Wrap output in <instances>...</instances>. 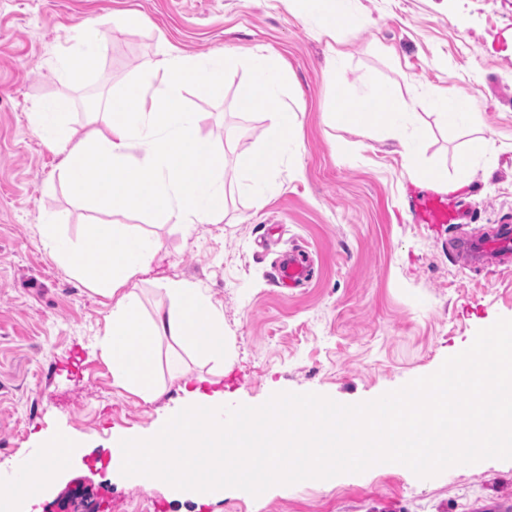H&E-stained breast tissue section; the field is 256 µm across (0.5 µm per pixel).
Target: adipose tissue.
<instances>
[{"label": "adipose tissue", "instance_id": "obj_1", "mask_svg": "<svg viewBox=\"0 0 512 512\" xmlns=\"http://www.w3.org/2000/svg\"><path fill=\"white\" fill-rule=\"evenodd\" d=\"M104 48L99 22H88L75 30L70 51L58 65L79 73L96 69ZM228 63V58L221 55L163 54L143 72L134 93L125 100L106 103L104 128L80 132L72 127L66 105L53 102L32 112L34 130L43 143L61 154V175L87 198H99V185L106 179L111 184L113 208L129 209L149 200L156 204L159 217L166 223H222V162H215L209 172L194 177H185L180 171L182 163L202 149L196 138L201 116L196 112H172L166 105L187 81L218 80ZM250 66L255 93L270 110L273 144L259 157L269 168L294 142L295 113L281 103L285 81L282 70L261 53L253 55ZM362 118L382 130L386 138L397 141L406 162L414 161L417 144L409 133L414 114L398 94L387 97L383 111L366 112ZM67 221L63 212L48 217L44 242L59 264L113 299L111 330L104 347L112 359V375L119 383L143 399L152 397L156 384L152 343L162 336L192 344L204 358L223 362L224 320L193 284L166 281L170 308L141 319L139 297L127 284L159 258L162 245L158 239L113 224L94 232L86 245L78 248L57 232ZM85 451L83 444L73 440L52 441L46 455L28 465L20 479L0 485V495L10 496L17 503L37 499L56 484L63 462Z\"/></svg>", "mask_w": 512, "mask_h": 512}]
</instances>
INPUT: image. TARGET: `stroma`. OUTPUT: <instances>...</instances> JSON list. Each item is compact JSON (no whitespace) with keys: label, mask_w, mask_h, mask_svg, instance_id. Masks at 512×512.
Masks as SVG:
<instances>
[{"label":"stroma","mask_w":512,"mask_h":512,"mask_svg":"<svg viewBox=\"0 0 512 512\" xmlns=\"http://www.w3.org/2000/svg\"><path fill=\"white\" fill-rule=\"evenodd\" d=\"M360 23L322 26L312 0H0V484L41 459L53 438L89 443L59 483L25 512H59L81 486L97 512H191L171 490L110 468L118 438H140L176 412L181 393L167 362L208 377L228 405L258 406L277 392H314L342 404L369 401L434 373L479 329L512 319V257L471 264L452 248L512 227V6L502 0H356ZM100 18L98 69L60 70L72 31ZM230 57L221 81L187 83L170 100L197 112L205 146L190 166L224 160V220L162 223L153 203L123 211L83 197L59 173L60 157L34 132L38 102L67 104L73 127L102 126L163 52ZM268 55L297 114L294 151L261 171L255 202L242 170L271 144L261 101L247 97L249 59ZM339 67H331L334 56ZM353 97L398 91L415 105L419 154L408 167L396 142L333 116L338 88ZM468 98L472 125H449L425 93ZM495 136L507 151L480 157L469 189L449 194L461 221L423 224L410 202L426 192L415 169L459 178L458 153ZM64 211L76 246L108 224L157 237L160 261L130 281L143 318L168 309L161 284L185 280L224 318V365L163 337L154 344L152 400L112 377L102 348L112 299L57 264L41 226ZM304 249L315 272L282 288L275 265ZM512 503V460L456 465L419 478L408 467H370L344 478L278 485L260 496L224 489L201 512H494Z\"/></svg>","instance_id":"obj_1"}]
</instances>
